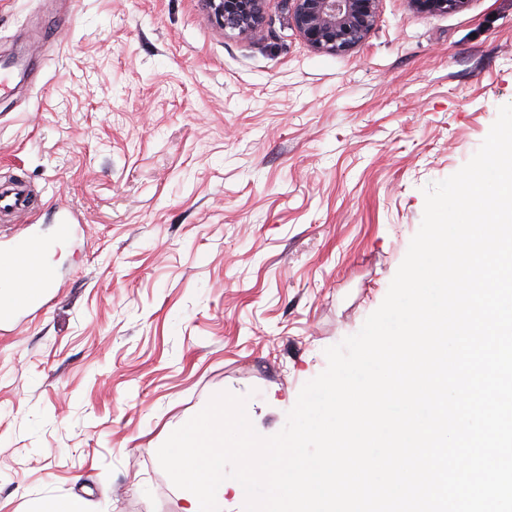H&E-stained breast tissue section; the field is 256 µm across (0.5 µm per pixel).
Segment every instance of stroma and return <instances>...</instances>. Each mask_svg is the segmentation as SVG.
Instances as JSON below:
<instances>
[{"instance_id": "obj_1", "label": "stroma", "mask_w": 512, "mask_h": 512, "mask_svg": "<svg viewBox=\"0 0 512 512\" xmlns=\"http://www.w3.org/2000/svg\"><path fill=\"white\" fill-rule=\"evenodd\" d=\"M20 52L0 177L39 197L5 232L80 222L51 305L0 323V512H181L158 448L224 391L280 431L382 304L424 188L512 104V0H380L345 56L309 47L287 0L252 41L201 0H0V57ZM412 7L424 14L448 13L466 8L470 0H409ZM33 512H88L86 503L81 498L58 500L45 498L38 501Z\"/></svg>"}]
</instances>
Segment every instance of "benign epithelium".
<instances>
[{
    "label": "benign epithelium",
    "instance_id": "7a95c632",
    "mask_svg": "<svg viewBox=\"0 0 512 512\" xmlns=\"http://www.w3.org/2000/svg\"><path fill=\"white\" fill-rule=\"evenodd\" d=\"M209 21L223 31L251 40L261 35L266 0H203ZM380 0H289L290 15L300 37L313 49L348 54L373 29ZM470 0H410L424 14L466 8Z\"/></svg>",
    "mask_w": 512,
    "mask_h": 512
}]
</instances>
